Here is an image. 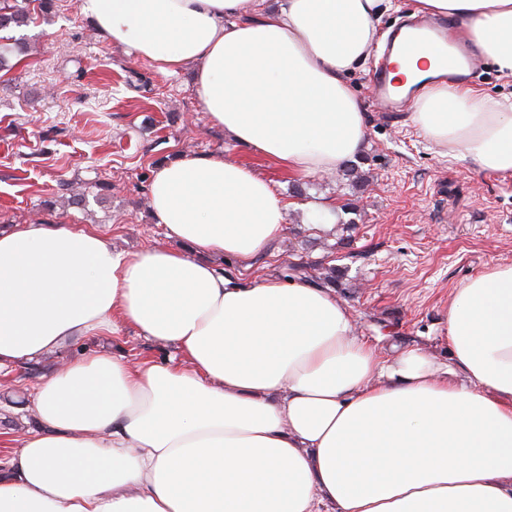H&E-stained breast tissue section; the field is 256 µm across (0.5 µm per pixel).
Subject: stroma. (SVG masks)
Listing matches in <instances>:
<instances>
[{
	"label": "stroma",
	"instance_id": "stroma-1",
	"mask_svg": "<svg viewBox=\"0 0 512 512\" xmlns=\"http://www.w3.org/2000/svg\"><path fill=\"white\" fill-rule=\"evenodd\" d=\"M56 0L10 28L25 50L0 69V227L51 220L106 234L120 251L167 245L150 211L147 182L155 167L181 153H216L248 164L288 206L285 233L249 270L223 257L217 266L247 277L292 272L333 290L351 308L358 335L387 349L422 347L448 362V295L501 261H512V174L475 167L429 143L408 112L389 113L370 98L374 62L350 82L368 121L366 146L345 169L298 180L276 164L234 146L211 126L192 89V72L165 75L151 62L104 42L79 9ZM111 183L105 199L90 183ZM68 190H60V182ZM86 198L73 205L74 196ZM334 203L336 221L313 220ZM99 336L39 358L43 374L20 364L0 372V478L4 460L36 425L32 391L67 359L109 345Z\"/></svg>",
	"mask_w": 512,
	"mask_h": 512
}]
</instances>
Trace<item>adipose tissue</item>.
Wrapping results in <instances>:
<instances>
[{"mask_svg": "<svg viewBox=\"0 0 512 512\" xmlns=\"http://www.w3.org/2000/svg\"><path fill=\"white\" fill-rule=\"evenodd\" d=\"M512 76V0H415ZM392 0H81L126 54L193 69L212 126L295 178L366 145L350 75L379 46ZM421 82L426 140L512 171V97L430 82L437 48L394 57ZM182 250L113 249L52 221L0 229V368L126 329L181 361L108 350L65 362L33 398L36 426L0 481V512H512V261L452 290L450 362L386 355L345 301L303 277L242 280L285 231L287 206L254 167L184 153L149 183Z\"/></svg>", "mask_w": 512, "mask_h": 512, "instance_id": "adipose-tissue-1", "label": "adipose tissue"}]
</instances>
